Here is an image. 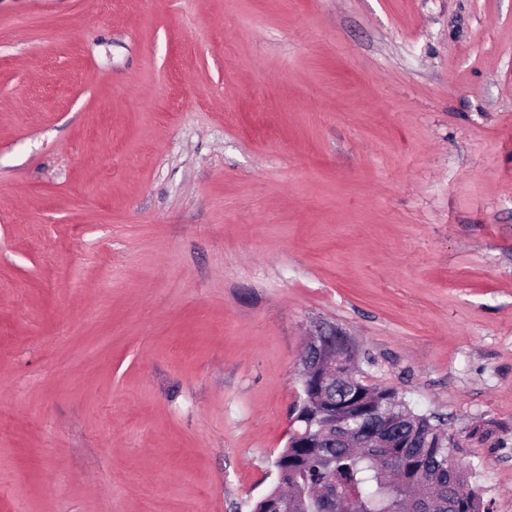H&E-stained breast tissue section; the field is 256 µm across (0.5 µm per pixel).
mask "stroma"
Wrapping results in <instances>:
<instances>
[{
    "label": "stroma",
    "instance_id": "35a3bbf8",
    "mask_svg": "<svg viewBox=\"0 0 512 512\" xmlns=\"http://www.w3.org/2000/svg\"><path fill=\"white\" fill-rule=\"evenodd\" d=\"M319 323L512 512V0H0V512H251Z\"/></svg>",
    "mask_w": 512,
    "mask_h": 512
}]
</instances>
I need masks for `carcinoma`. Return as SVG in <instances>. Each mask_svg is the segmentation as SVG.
Here are the masks:
<instances>
[{
	"instance_id": "obj_1",
	"label": "carcinoma",
	"mask_w": 512,
	"mask_h": 512,
	"mask_svg": "<svg viewBox=\"0 0 512 512\" xmlns=\"http://www.w3.org/2000/svg\"><path fill=\"white\" fill-rule=\"evenodd\" d=\"M317 381H301L303 399L295 409L296 431L275 464L288 470V494L296 512H422L427 501L448 512H488L467 472L456 464L450 438L433 416L415 412L389 388L370 387L358 379L336 386V408L313 392ZM395 421L388 448L378 453L352 435L344 441L316 438L328 415L345 418L370 435L372 412Z\"/></svg>"
}]
</instances>
